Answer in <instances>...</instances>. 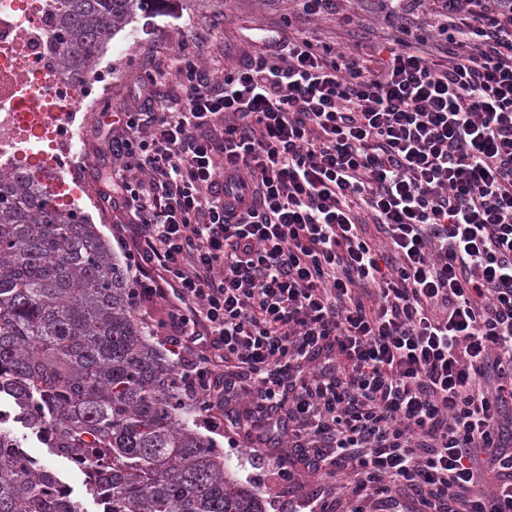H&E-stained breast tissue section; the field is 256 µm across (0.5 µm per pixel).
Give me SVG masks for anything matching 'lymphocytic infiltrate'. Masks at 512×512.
Listing matches in <instances>:
<instances>
[{"label":"lymphocytic infiltrate","mask_w":512,"mask_h":512,"mask_svg":"<svg viewBox=\"0 0 512 512\" xmlns=\"http://www.w3.org/2000/svg\"><path fill=\"white\" fill-rule=\"evenodd\" d=\"M434 45L268 31L181 53L117 115L138 306L204 412L243 384L269 442L395 512H512V0H435ZM375 225L376 243L366 233ZM223 373H215L216 363Z\"/></svg>","instance_id":"f902f5d3"}]
</instances>
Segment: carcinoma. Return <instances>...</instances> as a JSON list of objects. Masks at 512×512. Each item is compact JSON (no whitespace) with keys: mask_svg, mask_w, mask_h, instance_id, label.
Returning a JSON list of instances; mask_svg holds the SVG:
<instances>
[{"mask_svg":"<svg viewBox=\"0 0 512 512\" xmlns=\"http://www.w3.org/2000/svg\"><path fill=\"white\" fill-rule=\"evenodd\" d=\"M46 64L84 85L151 0H55ZM48 157L0 173V395L51 455L106 472L87 488L107 512H266L190 425L175 365L138 317L139 284L69 192L43 182ZM49 465L0 432V512H85Z\"/></svg>","mask_w":512,"mask_h":512,"instance_id":"1","label":"carcinoma"}]
</instances>
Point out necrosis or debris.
Masks as SVG:
<instances>
[{"instance_id":"necrosis-or-debris-1","label":"necrosis or debris","mask_w":512,"mask_h":512,"mask_svg":"<svg viewBox=\"0 0 512 512\" xmlns=\"http://www.w3.org/2000/svg\"><path fill=\"white\" fill-rule=\"evenodd\" d=\"M46 31L36 14L22 10L21 0H0V171H9L15 159L41 148L39 140L19 136L26 114L44 116L41 130L53 137L58 168L71 181L79 179L76 152L66 143L75 135L69 114L76 100L95 111L99 91L112 79L98 75L95 93L78 97L77 87L45 63Z\"/></svg>"}]
</instances>
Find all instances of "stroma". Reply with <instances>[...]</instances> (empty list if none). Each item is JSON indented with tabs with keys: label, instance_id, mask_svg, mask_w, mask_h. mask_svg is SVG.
Wrapping results in <instances>:
<instances>
[{
	"label": "stroma",
	"instance_id": "1",
	"mask_svg": "<svg viewBox=\"0 0 512 512\" xmlns=\"http://www.w3.org/2000/svg\"><path fill=\"white\" fill-rule=\"evenodd\" d=\"M286 25L312 33L330 44L350 41L346 29L335 22L306 20L291 0H224V13L220 16L213 15L209 0H160L152 12L139 14L135 32L118 34L101 59V66L113 67L115 71L112 88L100 104L101 110L121 111L130 103L146 73L175 53L198 54L211 66L220 68L225 57L241 58L252 29H277ZM98 119V112L77 114L76 140L85 156L80 181L75 186L79 197L97 194L111 171L110 164L103 161L99 152L106 129L99 126ZM194 420L196 430L223 450L224 461L234 477L253 487L262 497L266 512H307L300 502L318 491V481L305 475L297 483H284L273 456L258 460L253 446L244 438L238 444H230L222 432L209 428L204 412H196ZM16 434L31 456L51 462L61 472L73 496L83 501L86 512H99L86 493L82 473L72 470L67 461L51 457L30 430L20 427Z\"/></svg>",
	"mask_w": 512,
	"mask_h": 512
}]
</instances>
